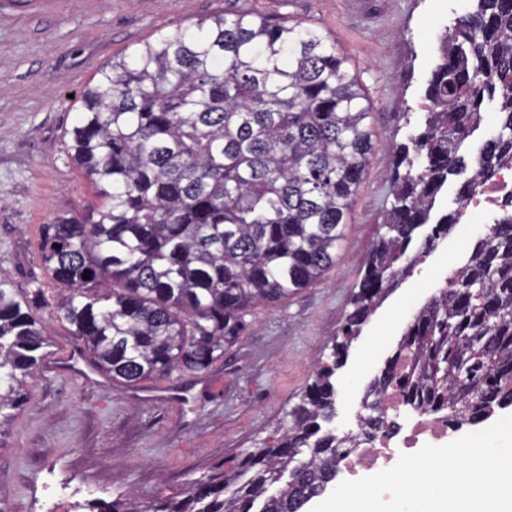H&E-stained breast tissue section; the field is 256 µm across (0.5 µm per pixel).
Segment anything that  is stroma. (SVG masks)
I'll use <instances>...</instances> for the list:
<instances>
[{
    "label": "stroma",
    "mask_w": 512,
    "mask_h": 512,
    "mask_svg": "<svg viewBox=\"0 0 512 512\" xmlns=\"http://www.w3.org/2000/svg\"><path fill=\"white\" fill-rule=\"evenodd\" d=\"M242 7L317 27L368 90L374 150L336 263L288 300L256 307L241 342L206 374L125 387L66 372L80 343L53 312L63 287L39 244L56 216L100 202L66 153L80 96L159 32ZM458 15L457 0H0V277L49 338L27 397L0 427V512H38L45 490L71 506L167 494L274 432L344 322L391 206L395 151L423 121L439 39ZM473 241L469 225H456L427 266L466 262ZM436 289L425 274L407 276L363 326L336 374L337 430L354 423L369 381Z\"/></svg>",
    "instance_id": "obj_1"
}]
</instances>
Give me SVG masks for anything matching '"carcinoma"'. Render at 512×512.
<instances>
[{"instance_id":"cac0c4a2","label":"carcinoma","mask_w":512,"mask_h":512,"mask_svg":"<svg viewBox=\"0 0 512 512\" xmlns=\"http://www.w3.org/2000/svg\"><path fill=\"white\" fill-rule=\"evenodd\" d=\"M444 35L427 81L424 129L396 151L393 202L354 287L331 353L257 446L177 493H133L97 512H298L336 480V371L403 274L417 242L455 224L436 211L480 174L512 162V0H470ZM68 157L102 203L44 226L43 263L67 286L58 318L97 372L131 386L199 375L246 333L252 308L277 304L336 262L373 151L359 75L317 27L240 9L178 27L101 69L83 91ZM496 104V129L467 163ZM89 271V278L82 277ZM48 345L30 305L0 278V426L25 396ZM395 386L419 414L455 428L512 407V212L477 240L453 287L407 325L367 393ZM368 433L398 425L363 401ZM293 458L294 480L281 481Z\"/></svg>"}]
</instances>
